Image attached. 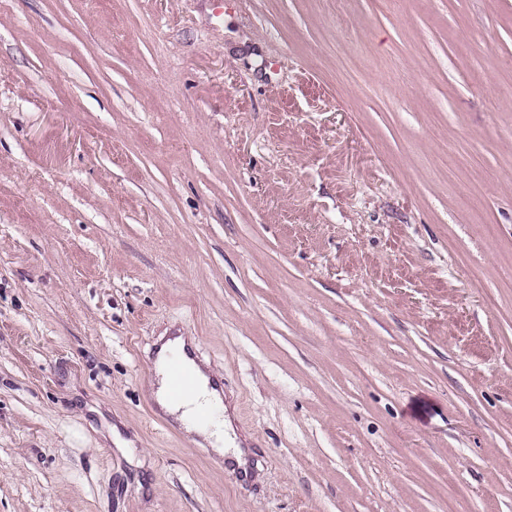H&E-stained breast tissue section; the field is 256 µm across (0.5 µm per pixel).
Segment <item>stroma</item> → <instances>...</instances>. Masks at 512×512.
<instances>
[{
    "instance_id": "stroma-1",
    "label": "stroma",
    "mask_w": 512,
    "mask_h": 512,
    "mask_svg": "<svg viewBox=\"0 0 512 512\" xmlns=\"http://www.w3.org/2000/svg\"><path fill=\"white\" fill-rule=\"evenodd\" d=\"M0 512H512V0H0ZM166 365L173 390L180 394L189 391L192 388V381L188 376V369L181 360L175 355L168 354ZM188 364L198 379L197 390L191 397L173 394L168 387L162 368L157 367L158 385L155 394L159 406L180 422L187 434L202 435L218 456L224 457L229 454L239 465H243L241 452L234 447L237 443L231 440L227 433L226 444L231 445L232 441V447L224 448L225 430L231 428L230 421L225 417L224 401L202 366L194 360H190Z\"/></svg>"
}]
</instances>
